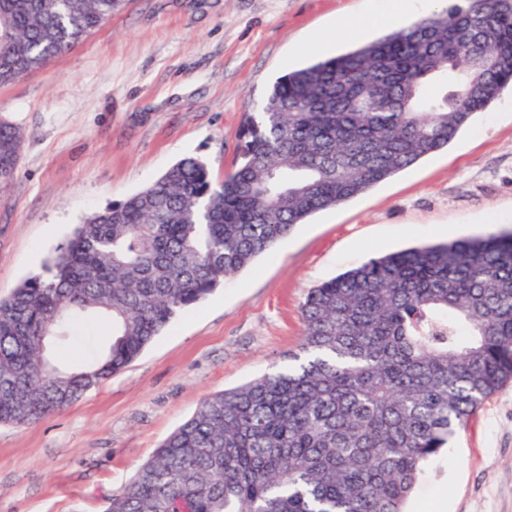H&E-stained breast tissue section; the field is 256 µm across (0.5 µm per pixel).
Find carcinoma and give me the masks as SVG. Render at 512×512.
Segmentation results:
<instances>
[{"instance_id": "carcinoma-1", "label": "carcinoma", "mask_w": 512, "mask_h": 512, "mask_svg": "<svg viewBox=\"0 0 512 512\" xmlns=\"http://www.w3.org/2000/svg\"><path fill=\"white\" fill-rule=\"evenodd\" d=\"M122 2L0 0V85ZM465 2L279 78L223 181L186 156L79 225L0 301V424L63 410L310 216L448 146L512 87V0ZM21 145L0 121V189ZM301 313L291 364L205 397L105 512H408L512 380V231L373 257L308 289ZM88 318L112 327L104 353L59 366L52 348Z\"/></svg>"}]
</instances>
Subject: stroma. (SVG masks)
Listing matches in <instances>:
<instances>
[{
	"label": "stroma",
	"mask_w": 512,
	"mask_h": 512,
	"mask_svg": "<svg viewBox=\"0 0 512 512\" xmlns=\"http://www.w3.org/2000/svg\"><path fill=\"white\" fill-rule=\"evenodd\" d=\"M376 0H124L48 66L0 85V120L23 149L0 189V299L40 272L92 213L185 156L215 181L240 163V133L274 81L359 44ZM512 228V94L449 144L321 211L175 318L127 368L62 411L0 425V512H103L209 394L286 366L307 290L411 245ZM79 323L61 362L105 349ZM512 512V381L429 464L409 512Z\"/></svg>",
	"instance_id": "1"
}]
</instances>
